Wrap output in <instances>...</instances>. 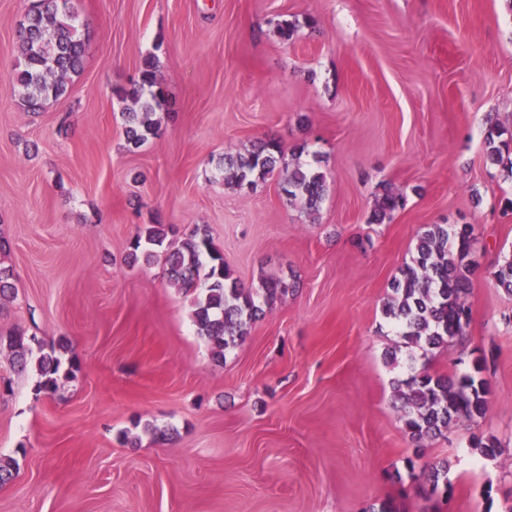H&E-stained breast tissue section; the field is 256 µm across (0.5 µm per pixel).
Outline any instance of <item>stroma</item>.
I'll list each match as a JSON object with an SVG mask.
<instances>
[{
	"label": "stroma",
	"mask_w": 512,
	"mask_h": 512,
	"mask_svg": "<svg viewBox=\"0 0 512 512\" xmlns=\"http://www.w3.org/2000/svg\"><path fill=\"white\" fill-rule=\"evenodd\" d=\"M84 69L40 111L8 79L28 0H0V337L66 339L75 379L35 397L0 354V512H512V177L486 158L512 131L506 0H76ZM297 18L294 41L273 19ZM155 57L167 106L129 150L116 88ZM69 114V135L57 131ZM266 137L307 143L328 194L307 213L278 178L226 185L217 162ZM405 195L368 216L382 187ZM205 227L234 278L291 289L215 362L162 260L129 265L144 224ZM428 224H470L462 340L410 361L382 313ZM488 357L485 417L426 442L402 430L411 366L461 375ZM167 431L159 439L143 424ZM502 453L478 459L475 439ZM448 462L447 497L395 479ZM404 204L405 198L402 194L390 188H384L382 195L376 199L375 206L369 215V223H383L384 220L389 218L394 212L402 209Z\"/></svg>",
	"instance_id": "obj_1"
}]
</instances>
